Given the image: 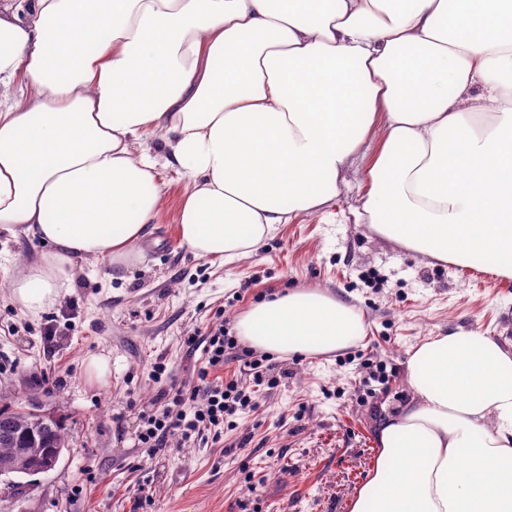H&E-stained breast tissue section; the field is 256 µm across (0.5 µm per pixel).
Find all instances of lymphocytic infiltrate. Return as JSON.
<instances>
[{"mask_svg":"<svg viewBox=\"0 0 512 512\" xmlns=\"http://www.w3.org/2000/svg\"><path fill=\"white\" fill-rule=\"evenodd\" d=\"M185 343L190 352L201 355L198 379L203 391L196 394L178 389L158 394L156 410L142 416L143 429L139 435L144 447L156 451L165 448L169 438L175 435L188 440L195 434L223 433L225 416L251 403L250 395L237 380H226L221 375L224 356L235 346L223 328L212 330L202 339L187 337Z\"/></svg>","mask_w":512,"mask_h":512,"instance_id":"obj_1","label":"lymphocytic infiltrate"}]
</instances>
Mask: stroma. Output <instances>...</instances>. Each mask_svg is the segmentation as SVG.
Returning <instances> with one entry per match:
<instances>
[{
    "label": "stroma",
    "instance_id": "obj_1",
    "mask_svg": "<svg viewBox=\"0 0 512 512\" xmlns=\"http://www.w3.org/2000/svg\"><path fill=\"white\" fill-rule=\"evenodd\" d=\"M381 136L373 129L346 168L336 202L232 263L180 245L174 217L185 182L161 169L162 203L136 261L84 267L70 293L35 317L8 282L47 247L0 236V402L53 416L66 437L53 469L15 475L10 512H349L375 458L378 421L409 397L410 347L450 330L512 341V278L406 252L359 219ZM299 286L355 305L364 338L324 356H268L272 388L227 360L224 379L239 380L252 409L231 415L220 439L142 447L141 415L158 392L199 384L185 337L219 325L235 335L237 317L265 293ZM96 355L111 364L103 384L86 368ZM159 362L168 374L158 379Z\"/></svg>",
    "mask_w": 512,
    "mask_h": 512
}]
</instances>
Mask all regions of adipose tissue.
<instances>
[{
  "label": "adipose tissue",
  "instance_id": "ef3b65f1",
  "mask_svg": "<svg viewBox=\"0 0 512 512\" xmlns=\"http://www.w3.org/2000/svg\"><path fill=\"white\" fill-rule=\"evenodd\" d=\"M378 125L362 220L512 278V0H0V232L49 247L11 297L36 316L70 290L73 260L129 263L162 165L187 182L181 243L250 257L341 193ZM236 330L304 356L365 335L318 287L253 304ZM406 382L350 512H512V343L426 337Z\"/></svg>",
  "mask_w": 512,
  "mask_h": 512
}]
</instances>
